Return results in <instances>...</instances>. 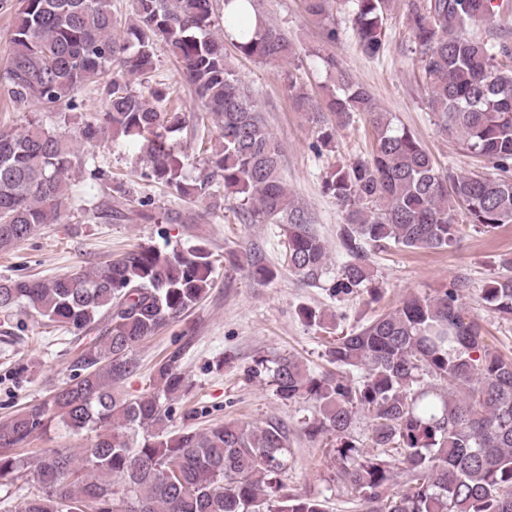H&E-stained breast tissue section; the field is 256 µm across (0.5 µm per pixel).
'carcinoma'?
<instances>
[{
	"instance_id": "1",
	"label": "carcinoma",
	"mask_w": 512,
	"mask_h": 512,
	"mask_svg": "<svg viewBox=\"0 0 512 512\" xmlns=\"http://www.w3.org/2000/svg\"><path fill=\"white\" fill-rule=\"evenodd\" d=\"M348 8L363 54L380 56L394 0H303L305 12L336 43L342 32L334 6ZM404 24L419 50L431 111L440 128L462 136L488 164V175L438 168L410 130L398 127L331 53L313 52L325 70L322 102L288 89L317 128L312 148H336L338 128L351 114L368 117L374 149L367 159L334 166L324 191L343 210L339 245L346 261L324 282L325 241L309 212L288 195L280 177V148L227 61L224 41L245 57L288 62L297 46L279 29L247 13H225L216 0H134L124 40L112 38L117 19L110 0H0L15 9L10 57L0 96L20 107L82 109L79 91L103 84L101 111L61 130L31 123L20 133L0 131V250L26 240L42 224L74 209L95 219L125 217L73 194L70 172L82 167L75 146L112 139L137 146L143 181L166 187L182 201L218 197L249 224H278L288 269L330 294L372 289L371 252L388 246L439 250L459 242L458 213L485 232L512 224V46L470 35L476 22L512 10V0H401ZM239 31L240 38L228 34ZM165 44L205 111L196 122L216 124L222 148L188 181L176 135L188 116L169 106V87L156 75V45ZM144 87L137 89L133 80ZM334 116L327 122L324 113ZM95 182L128 201L126 183L93 167ZM143 224H199L204 212L138 199ZM234 267L266 280L273 272L247 253H230ZM212 253L202 244L159 250L140 246L93 271L51 280L0 277V312L24 308L67 330L99 331L72 361V376L48 399L0 423V487L8 491L27 462L16 450L51 426L95 433L75 453L45 448L34 469V490L19 512H326L318 497L291 494L288 429L276 420L250 426L235 420L204 432L168 430L164 400L185 385L181 354L158 364L154 392L128 397L120 384L138 368L134 347L195 305L212 284ZM469 281L458 276L432 295H408L327 350L329 361L363 370L357 383L315 374L291 355L260 359L247 370L266 376L283 401L308 399L316 414L303 422L311 438H334L339 473L362 512H512V358L493 350L482 324L465 312ZM482 298L503 318L512 316V277L494 276ZM372 422L370 448L348 437L355 414ZM406 488L394 491L393 471Z\"/></svg>"
}]
</instances>
